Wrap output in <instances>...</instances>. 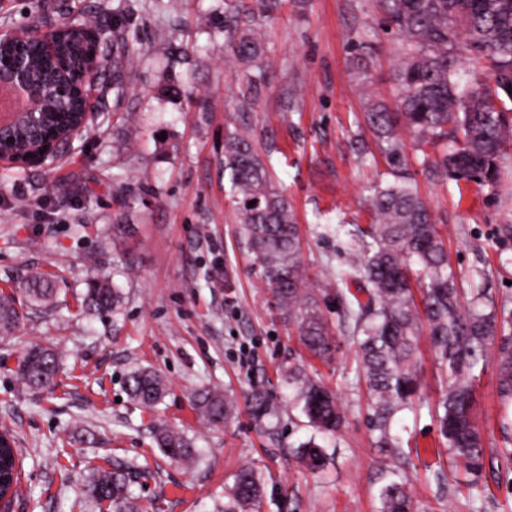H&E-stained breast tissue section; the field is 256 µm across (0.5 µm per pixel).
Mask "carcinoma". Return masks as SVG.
Returning a JSON list of instances; mask_svg holds the SVG:
<instances>
[{
    "label": "carcinoma",
    "instance_id": "carcinoma-1",
    "mask_svg": "<svg viewBox=\"0 0 512 512\" xmlns=\"http://www.w3.org/2000/svg\"><path fill=\"white\" fill-rule=\"evenodd\" d=\"M385 23L399 37V63L393 81L399 92L398 111L371 106L365 119L390 156H398L399 129L412 133L439 154L434 173L456 182L493 184L499 163L512 144V0H378ZM280 0H224V42L232 58L256 73H246L249 87L261 81L264 49L256 33V17H266ZM28 59L33 82L54 84L61 57H78L82 41L67 27L57 53L42 52L36 42L19 50ZM18 50L0 48V58ZM488 73L491 82L463 83V73ZM55 109L42 129L53 136L69 127L83 112L84 99L68 96L50 100ZM224 175L233 188V202L243 219L246 245L253 254L263 286L279 314L295 329L299 343L324 361L336 351L335 338L319 300L307 288L301 258L299 225L287 196L272 180L268 164L250 135L231 132L224 137ZM376 223L349 231L351 246L337 272L336 308L352 330L356 354L371 401L370 423L376 446L394 465L385 471L379 491V512H414L410 493L412 471L403 440L392 433L398 413L421 400L420 368L416 358L422 333L435 351L445 389L437 415L440 436L457 464L475 483L483 467V435L473 413V382L489 364L488 346L498 342L495 360L500 398L512 404V323L506 314L464 305L459 296L450 258L427 204L410 178L379 187L371 202ZM419 282L415 299L412 280ZM15 288L36 306H48L56 297L51 279L39 270H26ZM121 289L106 280L89 284L82 297L91 316L120 314ZM15 296L0 294V333L20 323ZM59 357L48 347H30L19 363L22 381L30 388L52 392ZM291 390L292 406L321 434H336L344 412L336 393L304 361L292 358L281 369ZM127 392L137 404L153 408L161 403L166 384L149 367L132 369ZM199 415L211 425L232 416L234 403L218 391L203 390L192 399ZM245 405L258 424L273 413L267 394L254 389ZM159 448L174 463L200 458L194 442L165 424L155 427ZM297 454L313 472L324 469L327 453L314 439L300 444ZM18 460L13 448H0V502L15 493ZM264 490L262 472L252 464L241 466L224 491L216 512H259ZM84 493L112 512H143L130 491L127 473L115 467L90 476Z\"/></svg>",
    "mask_w": 512,
    "mask_h": 512
}]
</instances>
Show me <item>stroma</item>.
<instances>
[{
    "label": "stroma",
    "mask_w": 512,
    "mask_h": 512,
    "mask_svg": "<svg viewBox=\"0 0 512 512\" xmlns=\"http://www.w3.org/2000/svg\"><path fill=\"white\" fill-rule=\"evenodd\" d=\"M100 12L103 48L120 29L130 71L106 89L102 110L58 160L25 169L0 161V289L27 268L58 288L54 308L21 302L23 322L0 338V432L23 455L21 488L10 512H99L83 493L99 468L127 467L131 489L156 512H213L224 484L246 462L266 485L260 512H378L379 468L385 457L368 422L352 338L328 306L337 353L313 370L338 392L346 423L320 438L323 473L310 474L296 456L313 433L277 371L302 355L292 327L267 294L242 238V222L220 162L224 135L249 130L275 185L287 195L301 228L309 288L336 287L341 253L353 225L374 218L377 185L396 171L413 179L448 247L464 302L475 294L512 309V148L497 186L428 176L425 154L401 132L400 164L382 153L364 122L367 103L396 110L391 70L397 37L383 28L374 0H282L258 35L269 64L264 87L240 107L230 53L220 29L224 0H0V21L42 29L79 12ZM214 50L181 63L188 44ZM138 128L129 150L113 156L127 125ZM130 233L113 242L112 227ZM122 288L119 316L88 317L89 281ZM34 343L55 346L62 365L54 393L28 389L19 362ZM425 406L399 414L393 429L416 468L412 493L419 512H512V473L499 469L496 449L512 448V406L503 407L495 367L475 383L474 415L486 448L479 496L467 483H447L439 469L435 407L442 377L428 341H421ZM152 366L168 381L157 409L133 402L127 374ZM235 396L265 390L276 411L260 431L239 409L227 425L198 418L190 395L200 388ZM194 437L192 468L174 465L154 439L158 423ZM156 471L138 479L142 468Z\"/></svg>",
    "instance_id": "obj_1"
}]
</instances>
